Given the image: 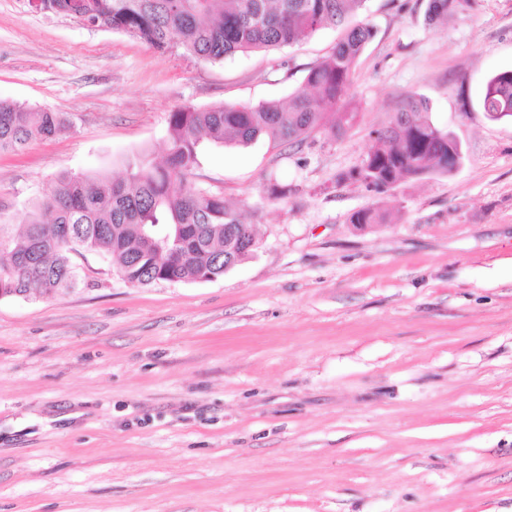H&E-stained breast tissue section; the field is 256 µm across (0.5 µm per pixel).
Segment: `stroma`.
Listing matches in <instances>:
<instances>
[{
  "instance_id": "1",
  "label": "stroma",
  "mask_w": 512,
  "mask_h": 512,
  "mask_svg": "<svg viewBox=\"0 0 512 512\" xmlns=\"http://www.w3.org/2000/svg\"><path fill=\"white\" fill-rule=\"evenodd\" d=\"M426 4L366 0L340 134L200 142L191 181L256 225L251 258L133 286L81 252L74 290L0 298V512H512V120L481 106L512 0ZM338 36L208 62L0 0V98L67 119L0 155V222L61 173L163 161L176 109L288 102ZM410 95L461 164L367 190ZM368 207L388 222L351 223ZM426 16L430 21L473 6L474 0H428Z\"/></svg>"
}]
</instances>
